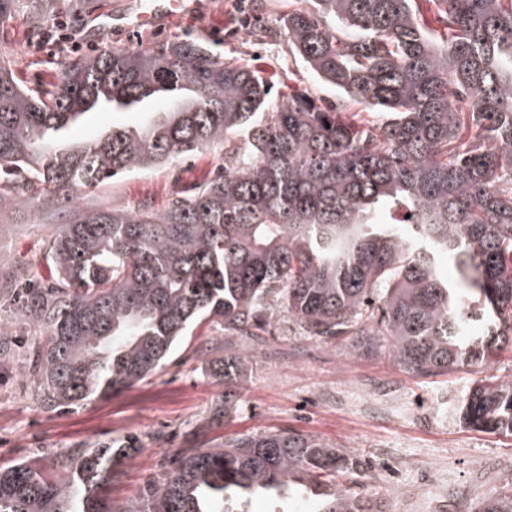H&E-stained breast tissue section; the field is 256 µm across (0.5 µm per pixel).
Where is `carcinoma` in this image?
Instances as JSON below:
<instances>
[{
	"label": "carcinoma",
	"instance_id": "carcinoma-1",
	"mask_svg": "<svg viewBox=\"0 0 512 512\" xmlns=\"http://www.w3.org/2000/svg\"><path fill=\"white\" fill-rule=\"evenodd\" d=\"M281 18L294 57L335 90L273 102L252 68L202 43L105 46L26 87L0 51V214L61 225L46 242L53 283L14 316L46 330L28 370L39 398H104L161 370L198 321L247 338L283 315L307 336L384 347L420 377L489 366L512 344V0H302ZM57 0H0L39 41ZM431 14L426 19L424 13ZM380 120L359 124L350 106ZM137 110L135 127L73 143L85 113ZM201 149L216 172L166 208H81L76 192ZM384 212L386 221L373 215ZM448 259L458 277L442 267ZM250 364L211 362L224 426ZM467 427L512 435V382L491 375L456 410ZM135 441L0 466V512H224V499L285 490L363 467L297 432L239 436L164 462L140 498L110 500ZM319 512H373L350 490ZM477 512H512V485Z\"/></svg>",
	"mask_w": 512,
	"mask_h": 512
}]
</instances>
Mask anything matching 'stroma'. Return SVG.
I'll return each instance as SVG.
<instances>
[{"label": "stroma", "mask_w": 512, "mask_h": 512, "mask_svg": "<svg viewBox=\"0 0 512 512\" xmlns=\"http://www.w3.org/2000/svg\"><path fill=\"white\" fill-rule=\"evenodd\" d=\"M185 12L150 30L102 36L105 45L135 47L158 39H195L212 44L225 59L255 69L284 99L291 88L335 99L295 62L281 16L295 0H183ZM71 4L60 0L42 42L26 39L23 17L8 22L12 40L5 49L18 57L20 82L50 80L57 62L75 55L79 43L68 23ZM213 153L187 158L106 185L81 189L82 206L123 208L149 200L164 209L176 188L214 174ZM53 225L34 224L27 210L0 215V286L13 288L47 276L44 242ZM217 355L248 353L251 363L238 389L235 412L223 433L295 431L331 448L355 454L362 473L340 474L336 482L359 492L380 512H474L492 492L512 483V437L472 430L455 408L463 393L487 375L512 381V349H504L491 371L467 368L432 377L406 371L381 351L360 346L352 336L326 341L299 333L286 317L273 321L255 340L225 336L199 323L156 374L133 387L69 407L35 399L37 383L16 363L0 365V465L39 458L53 469L56 458L96 442L121 445L137 435L141 448L124 461L111 485L116 503L138 498L157 479L164 459L211 439L205 431L223 383L212 378L202 346ZM320 490L291 496L257 495L245 512H316Z\"/></svg>", "instance_id": "35a3bbf8"}]
</instances>
